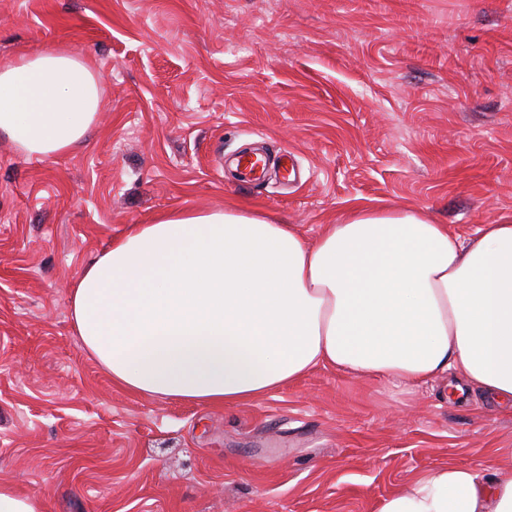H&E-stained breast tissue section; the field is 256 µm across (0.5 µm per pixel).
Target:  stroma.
Listing matches in <instances>:
<instances>
[{
	"mask_svg": "<svg viewBox=\"0 0 512 512\" xmlns=\"http://www.w3.org/2000/svg\"><path fill=\"white\" fill-rule=\"evenodd\" d=\"M58 45L101 78L85 143L0 136V483L43 512H379L460 464L512 466V414L444 380L319 368L222 407L131 394L69 290L171 208L256 207L315 240L351 204L466 232L512 217V0H0V60ZM291 151L299 184L236 176Z\"/></svg>",
	"mask_w": 512,
	"mask_h": 512,
	"instance_id": "35a3bbf8",
	"label": "stroma"
}]
</instances>
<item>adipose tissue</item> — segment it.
<instances>
[{
	"label": "adipose tissue",
	"instance_id": "1",
	"mask_svg": "<svg viewBox=\"0 0 512 512\" xmlns=\"http://www.w3.org/2000/svg\"><path fill=\"white\" fill-rule=\"evenodd\" d=\"M96 71L49 46L0 61V134L42 161L83 144ZM73 325L115 385L223 406L322 367L418 386L454 374L512 411V223L462 234L366 205L315 241L248 208L178 207L134 225L76 280ZM379 512H512V467L451 464Z\"/></svg>",
	"mask_w": 512,
	"mask_h": 512
}]
</instances>
